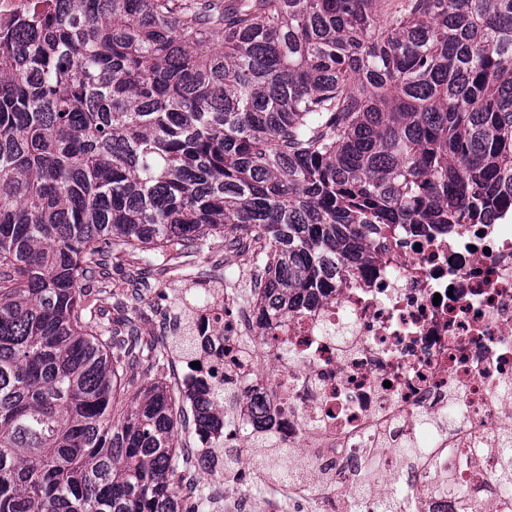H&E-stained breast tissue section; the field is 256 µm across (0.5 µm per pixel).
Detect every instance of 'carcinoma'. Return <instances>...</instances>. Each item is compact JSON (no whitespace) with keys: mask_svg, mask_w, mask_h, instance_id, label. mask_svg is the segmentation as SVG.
<instances>
[{"mask_svg":"<svg viewBox=\"0 0 512 512\" xmlns=\"http://www.w3.org/2000/svg\"><path fill=\"white\" fill-rule=\"evenodd\" d=\"M0 24V512H202L178 426L224 448L233 390L176 406L166 360L81 281L115 250L257 233L286 314L387 224L512 210V0H35ZM176 353L196 361L193 325ZM262 481L288 456L269 440ZM512 484V444L496 448ZM169 360V363L165 362V365L155 367L139 375L135 385L126 386L125 390L122 391L124 401L128 402L129 398L134 397L137 393L139 387L147 382L167 380L169 384H175V386L179 387V377L186 368V365L177 359Z\"/></svg>","mask_w":512,"mask_h":512,"instance_id":"obj_1","label":"carcinoma"}]
</instances>
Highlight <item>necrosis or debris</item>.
Segmentation results:
<instances>
[{"label":"necrosis or debris","instance_id":"obj_1","mask_svg":"<svg viewBox=\"0 0 512 512\" xmlns=\"http://www.w3.org/2000/svg\"><path fill=\"white\" fill-rule=\"evenodd\" d=\"M369 241L364 265L266 327L231 289L202 319L200 365L182 386L220 358L245 397L224 425L244 451L225 512H334L343 498L375 512L389 496L401 512H502L512 501L481 444L512 427V217L448 232L391 224ZM264 437L332 483L281 481L255 499L259 463L245 450ZM404 440L423 450L415 463L396 453ZM363 466L398 472V485L358 492Z\"/></svg>","mask_w":512,"mask_h":512}]
</instances>
